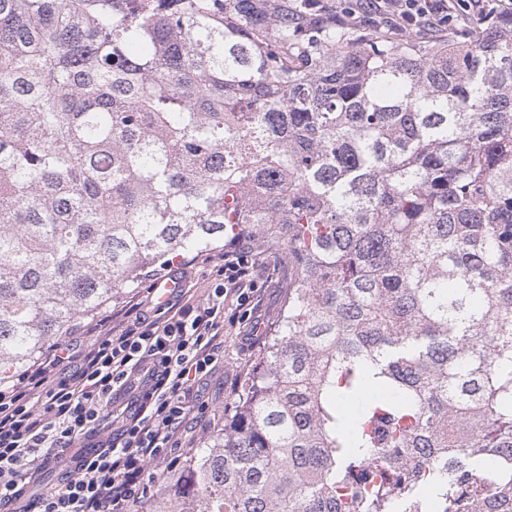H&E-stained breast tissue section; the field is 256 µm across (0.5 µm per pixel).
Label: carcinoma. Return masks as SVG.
I'll list each match as a JSON object with an SVG mask.
<instances>
[{
  "mask_svg": "<svg viewBox=\"0 0 512 512\" xmlns=\"http://www.w3.org/2000/svg\"><path fill=\"white\" fill-rule=\"evenodd\" d=\"M242 239L288 270L277 318L148 512H512V13L424 42L0 0V381Z\"/></svg>",
  "mask_w": 512,
  "mask_h": 512,
  "instance_id": "obj_1",
  "label": "carcinoma"
}]
</instances>
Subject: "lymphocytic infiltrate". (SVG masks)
<instances>
[{"label": "lymphocytic infiltrate", "instance_id": "lymphocytic-infiltrate-1", "mask_svg": "<svg viewBox=\"0 0 512 512\" xmlns=\"http://www.w3.org/2000/svg\"><path fill=\"white\" fill-rule=\"evenodd\" d=\"M506 0H370V17L398 31L447 29ZM264 263L250 245L225 253L200 301L152 320L83 323L82 346L54 345L0 383V512H129L150 491L147 467L198 440L208 410L197 389L224 359V315L247 316ZM75 365L73 377L60 367ZM73 454L53 489L42 472Z\"/></svg>", "mask_w": 512, "mask_h": 512}]
</instances>
